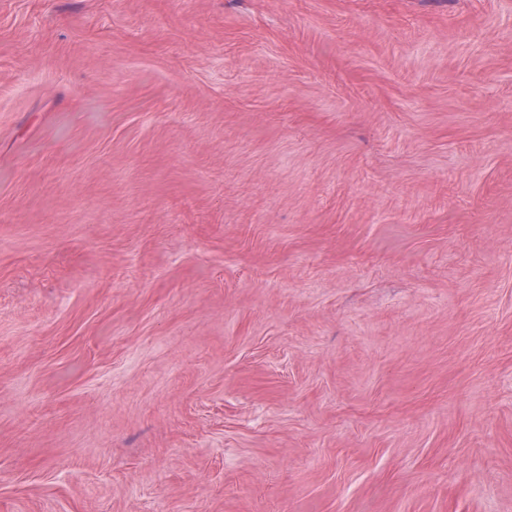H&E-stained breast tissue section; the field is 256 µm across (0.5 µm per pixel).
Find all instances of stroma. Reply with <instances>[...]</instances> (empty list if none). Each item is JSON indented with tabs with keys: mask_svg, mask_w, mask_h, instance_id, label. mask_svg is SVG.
Here are the masks:
<instances>
[{
	"mask_svg": "<svg viewBox=\"0 0 512 512\" xmlns=\"http://www.w3.org/2000/svg\"><path fill=\"white\" fill-rule=\"evenodd\" d=\"M0 512H512V0H0Z\"/></svg>",
	"mask_w": 512,
	"mask_h": 512,
	"instance_id": "1",
	"label": "stroma"
}]
</instances>
